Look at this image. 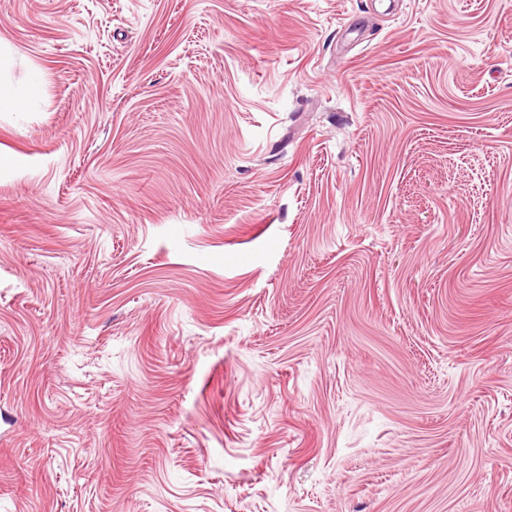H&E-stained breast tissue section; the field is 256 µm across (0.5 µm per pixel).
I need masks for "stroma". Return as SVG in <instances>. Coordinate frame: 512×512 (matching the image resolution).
<instances>
[{"instance_id":"1","label":"stroma","mask_w":512,"mask_h":512,"mask_svg":"<svg viewBox=\"0 0 512 512\" xmlns=\"http://www.w3.org/2000/svg\"><path fill=\"white\" fill-rule=\"evenodd\" d=\"M0 512H512V0H0ZM28 100L0 79V112H26Z\"/></svg>"}]
</instances>
